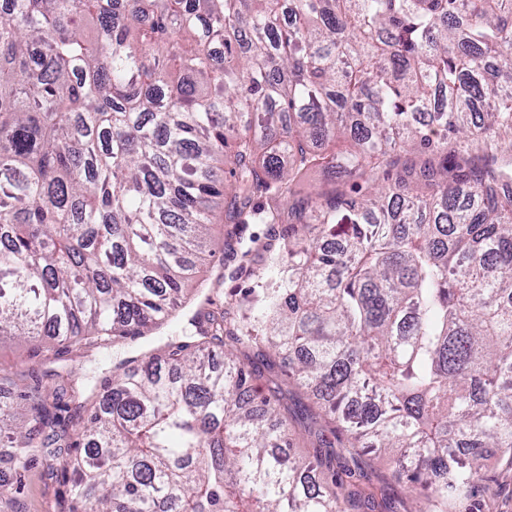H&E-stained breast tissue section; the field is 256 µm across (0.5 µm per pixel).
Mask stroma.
I'll list each match as a JSON object with an SVG mask.
<instances>
[{
    "mask_svg": "<svg viewBox=\"0 0 512 512\" xmlns=\"http://www.w3.org/2000/svg\"><path fill=\"white\" fill-rule=\"evenodd\" d=\"M294 225L288 223L265 224L259 221L249 224H212V241L222 245L224 251L214 258L207 272L206 290L212 300L199 297L189 302L179 318L171 325L137 341L116 343L104 350L72 349L54 357L35 354L32 346L20 340L0 343V375L19 377L33 375L40 379L43 388L52 389L76 379L84 396H91L95 387L111 378L112 371L120 362L134 359L140 352L163 353L169 345L189 344L195 328L193 317L208 312L211 305H218L229 312H236V301L241 289L250 287L255 276L265 264V245L273 247L287 243ZM262 376L257 382L261 392L279 389L287 401L281 409L288 421L289 432L295 443V455L302 456L312 449L317 435L334 439L335 434L320 415L313 397L289 382L277 359L260 362ZM354 466L364 471L366 490L400 500L404 508H411L401 485L394 477V467L387 458L367 454L356 458ZM69 486L62 470L47 473L43 464H35L25 475L23 485L15 496L23 512H60L59 503L67 498ZM470 512H512V470L498 466L489 460L486 476L473 501Z\"/></svg>",
    "mask_w": 512,
    "mask_h": 512,
    "instance_id": "1",
    "label": "stroma"
}]
</instances>
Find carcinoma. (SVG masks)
Here are the masks:
<instances>
[{"mask_svg":"<svg viewBox=\"0 0 512 512\" xmlns=\"http://www.w3.org/2000/svg\"><path fill=\"white\" fill-rule=\"evenodd\" d=\"M486 154L478 167L461 145ZM394 183L301 197L320 169ZM305 229L198 339L68 390L0 375L22 476L76 450L68 512H377L335 444L290 455L272 350L349 447L455 512L512 467V0H6L0 339L148 336L216 255L215 211ZM230 342H224V338Z\"/></svg>","mask_w":512,"mask_h":512,"instance_id":"1","label":"carcinoma"}]
</instances>
